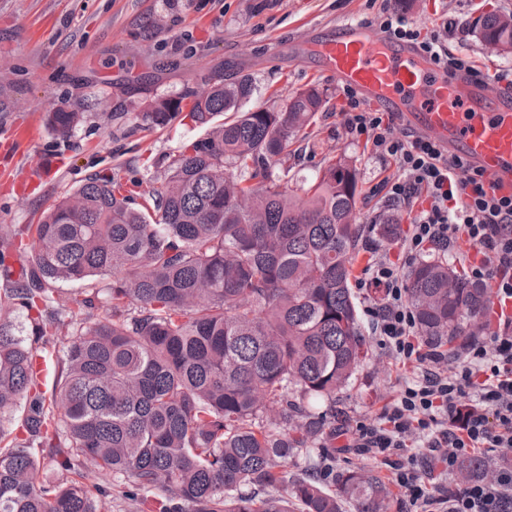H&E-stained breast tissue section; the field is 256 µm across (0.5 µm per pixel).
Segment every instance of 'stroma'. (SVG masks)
I'll return each mask as SVG.
<instances>
[{
  "mask_svg": "<svg viewBox=\"0 0 512 512\" xmlns=\"http://www.w3.org/2000/svg\"><path fill=\"white\" fill-rule=\"evenodd\" d=\"M394 0H0V128L32 121L36 139L15 177L0 175V252L12 249V228L38 223L62 197L88 176L112 174L121 180L149 179L162 170L202 128L175 120L164 128H133L126 115L158 96L228 75H251L258 91L252 106L268 105L272 94L310 84L327 89L330 102L317 122L321 146L351 156L358 169L363 251L355 264L362 277L368 261L384 253L397 258V244L380 246L373 224L397 215L408 227L414 214L392 208L372 193L375 184L396 171L364 142L351 139L340 115L341 86L319 59L297 44L299 34L318 40L340 21L374 26L384 6ZM512 12V0H410L408 22L427 31L452 19L448 43L476 61L486 80L497 68L512 66V54L484 49L468 24L488 10ZM51 23L47 38L37 24ZM63 108L84 120L67 140L47 126L49 112ZM44 157L59 168L29 194L14 190ZM337 393L336 406L353 428L374 419L394 397L410 372L391 364L379 345Z\"/></svg>",
  "mask_w": 512,
  "mask_h": 512,
  "instance_id": "1",
  "label": "stroma"
}]
</instances>
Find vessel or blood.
<instances>
[{
    "label": "vessel or blood",
    "instance_id": "vessel-or-blood-1",
    "mask_svg": "<svg viewBox=\"0 0 512 512\" xmlns=\"http://www.w3.org/2000/svg\"><path fill=\"white\" fill-rule=\"evenodd\" d=\"M316 50L337 82L366 101L400 116L403 124L445 147L463 152L485 174L488 190L512 195V100L484 81L424 73L411 48L369 27L343 22L319 40ZM31 126L14 124L5 140L24 157Z\"/></svg>",
    "mask_w": 512,
    "mask_h": 512
}]
</instances>
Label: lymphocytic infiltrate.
Returning a JSON list of instances; mask_svg holds the SVG:
<instances>
[{
  "instance_id": "lymphocytic-infiltrate-1",
  "label": "lymphocytic infiltrate",
  "mask_w": 512,
  "mask_h": 512,
  "mask_svg": "<svg viewBox=\"0 0 512 512\" xmlns=\"http://www.w3.org/2000/svg\"><path fill=\"white\" fill-rule=\"evenodd\" d=\"M378 25L418 46L437 70L480 78L474 61L449 47L447 27L421 32L388 7ZM341 96L348 134L396 166L379 186L384 199L418 210L399 237L406 263L428 249L451 251L467 240L477 252L468 262L471 279L512 300V196L489 192L480 169L435 141L410 131L393 134V113L370 108L355 89L343 87ZM367 273L369 287L382 293L369 310L371 332L396 364L413 365L415 376L377 419L338 430V437L389 466L421 512H512V317H499L496 329L453 359L416 342L403 265L380 257ZM473 458L494 466L496 481L476 470L462 487L445 489L442 477L454 476L462 461Z\"/></svg>"
}]
</instances>
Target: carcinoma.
Listing matches in <instances>:
<instances>
[{"mask_svg":"<svg viewBox=\"0 0 512 512\" xmlns=\"http://www.w3.org/2000/svg\"><path fill=\"white\" fill-rule=\"evenodd\" d=\"M471 30L512 53V14H483ZM254 92L241 75L150 100L136 126L185 113L204 132L147 190L94 174L25 225L15 239L32 263L18 277L0 253V416L25 401L16 426L0 428V512H103L116 489L137 512H183L184 501L195 512H392L369 469L338 473L321 451L304 477L284 469L336 440V393L369 357L351 292L360 189L352 158L318 144L316 176L291 175L288 147L326 109V89L249 108ZM81 120L48 115L60 139ZM94 280L106 284L70 301L55 288ZM408 299L420 335L452 356L479 336L491 289L424 260ZM52 352L48 395L35 365ZM90 467L108 483L74 479Z\"/></svg>","mask_w":512,"mask_h":512,"instance_id":"cac0c4a2","label":"carcinoma"}]
</instances>
